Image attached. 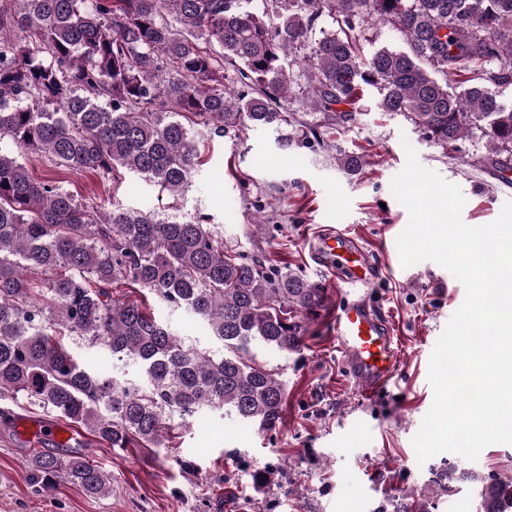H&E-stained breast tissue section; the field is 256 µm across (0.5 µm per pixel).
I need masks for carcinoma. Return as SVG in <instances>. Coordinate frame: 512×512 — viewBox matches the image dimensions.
<instances>
[{
	"instance_id": "1",
	"label": "carcinoma",
	"mask_w": 512,
	"mask_h": 512,
	"mask_svg": "<svg viewBox=\"0 0 512 512\" xmlns=\"http://www.w3.org/2000/svg\"><path fill=\"white\" fill-rule=\"evenodd\" d=\"M324 17L335 30L312 38ZM377 25L403 47L362 55L360 34ZM510 86L512 0H0V141L16 149L0 151V403L61 414L89 448H167V418L201 410L271 429L285 383L246 355L254 344L301 351L327 301L320 283L224 247L201 218L118 203L101 213L37 180L22 153L72 171L123 169L181 198L200 130L289 128L280 146H324L333 126L355 121L340 106L365 89L443 149L480 134L483 166L506 182ZM295 98L323 120L294 118ZM339 164L355 173L367 159ZM122 285L191 313L216 346L185 341ZM80 343L136 365L139 379L82 366ZM30 467L36 485L111 492L82 452L39 451ZM507 496L512 480L487 483L485 512Z\"/></svg>"
}]
</instances>
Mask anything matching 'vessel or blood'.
<instances>
[{
  "label": "vessel or blood",
  "mask_w": 512,
  "mask_h": 512,
  "mask_svg": "<svg viewBox=\"0 0 512 512\" xmlns=\"http://www.w3.org/2000/svg\"><path fill=\"white\" fill-rule=\"evenodd\" d=\"M313 256L322 265L335 270L337 282L367 288L375 279V269L366 252L346 232L325 233ZM334 331L348 375L362 400H375L400 362V352L388 322L365 300L345 299L336 304ZM34 436L65 445L73 433L66 426L45 423L35 428Z\"/></svg>",
  "instance_id": "b4317fda"
}]
</instances>
